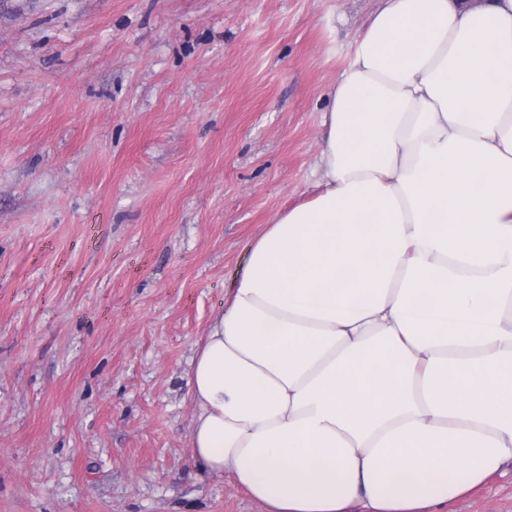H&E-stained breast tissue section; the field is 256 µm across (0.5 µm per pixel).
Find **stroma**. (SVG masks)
<instances>
[{
  "instance_id": "obj_1",
  "label": "stroma",
  "mask_w": 512,
  "mask_h": 512,
  "mask_svg": "<svg viewBox=\"0 0 512 512\" xmlns=\"http://www.w3.org/2000/svg\"><path fill=\"white\" fill-rule=\"evenodd\" d=\"M378 6L0 0V512H265L188 373ZM443 512H512V466Z\"/></svg>"
}]
</instances>
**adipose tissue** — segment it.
<instances>
[{
	"instance_id": "1",
	"label": "adipose tissue",
	"mask_w": 512,
	"mask_h": 512,
	"mask_svg": "<svg viewBox=\"0 0 512 512\" xmlns=\"http://www.w3.org/2000/svg\"><path fill=\"white\" fill-rule=\"evenodd\" d=\"M321 180L196 353V459L268 512H434L512 462V0H382Z\"/></svg>"
}]
</instances>
